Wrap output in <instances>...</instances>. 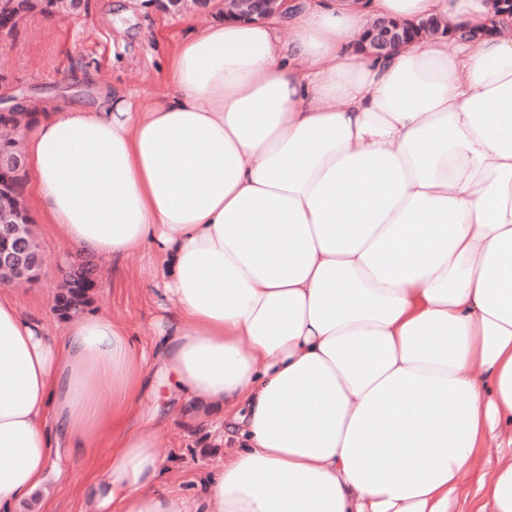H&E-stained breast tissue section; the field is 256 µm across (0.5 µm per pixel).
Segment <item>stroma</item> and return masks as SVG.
<instances>
[{"instance_id": "obj_1", "label": "stroma", "mask_w": 512, "mask_h": 512, "mask_svg": "<svg viewBox=\"0 0 512 512\" xmlns=\"http://www.w3.org/2000/svg\"><path fill=\"white\" fill-rule=\"evenodd\" d=\"M205 24L202 16L186 20L155 7H128L126 0H87L72 15L46 18L35 13L20 23L13 37L0 42V95H28L40 111L53 112L68 97L91 98L92 87L116 88L139 97L160 99L168 92L162 58L167 45L187 31L188 23ZM33 235L43 265L36 281L17 289L22 304L50 327L59 321L52 311L62 275L78 256L61 245V233L34 222ZM157 268L129 258L100 265L91 308L124 322L135 339L153 338L154 287ZM163 424L159 446L172 488L189 492L210 470L220 467L230 447L216 440L208 423H189L184 407L166 387L144 396Z\"/></svg>"}]
</instances>
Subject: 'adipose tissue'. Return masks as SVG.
Here are the masks:
<instances>
[{"label":"adipose tissue","instance_id":"1","mask_svg":"<svg viewBox=\"0 0 512 512\" xmlns=\"http://www.w3.org/2000/svg\"><path fill=\"white\" fill-rule=\"evenodd\" d=\"M477 42L361 45L376 18ZM467 69H460V60ZM163 100L29 112L23 194L68 251L159 271L156 334L81 312L55 332L0 289V512L60 448L95 512H512V18L491 0H290L166 56ZM237 447L165 487L146 387ZM512 437V429L506 426L501 427L497 432L495 437L488 438L485 447L486 448L482 453L481 458V468L477 469V476H480L483 473H486L490 476L496 466V461L498 457V449L499 447H506L507 442Z\"/></svg>","mask_w":512,"mask_h":512}]
</instances>
